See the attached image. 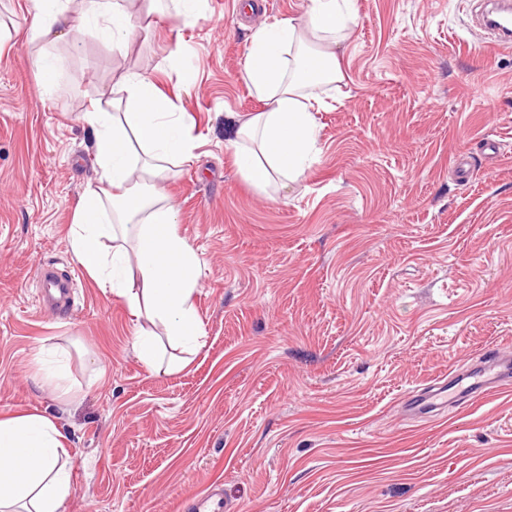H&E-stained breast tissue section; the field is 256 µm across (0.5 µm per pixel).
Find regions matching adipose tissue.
Wrapping results in <instances>:
<instances>
[{
	"label": "adipose tissue",
	"instance_id": "1",
	"mask_svg": "<svg viewBox=\"0 0 512 512\" xmlns=\"http://www.w3.org/2000/svg\"><path fill=\"white\" fill-rule=\"evenodd\" d=\"M143 0H30L29 40L42 82L58 85L52 46H78L96 26L123 52L141 19ZM357 22L352 0H307L301 15L256 27L242 78L263 102L233 126L239 172L258 192L299 184L317 150L315 114L322 88L339 81L336 48ZM112 109L82 115L96 172L78 199L70 231L73 256L99 287L124 299L132 317L160 325L180 357H163L157 336L139 332V359L157 373L181 371L202 345L194 303L202 261L181 233L179 209L164 186L195 157L198 138L185 112L152 76L127 69L112 88ZM71 449L54 418L40 412L0 414V512H63L71 494Z\"/></svg>",
	"mask_w": 512,
	"mask_h": 512
}]
</instances>
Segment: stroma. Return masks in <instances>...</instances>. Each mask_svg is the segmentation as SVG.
Here are the masks:
<instances>
[{
  "label": "stroma",
  "instance_id": "35a3bbf8",
  "mask_svg": "<svg viewBox=\"0 0 512 512\" xmlns=\"http://www.w3.org/2000/svg\"><path fill=\"white\" fill-rule=\"evenodd\" d=\"M26 2L0 0L15 28L0 41V414L59 423L64 512H186L210 486L230 512H512V392L431 420L403 408L449 369L512 350V48L483 45L470 0H353L319 152L275 200L224 138L231 113L261 107L242 80L249 32L306 0H254L244 16L240 0H207L195 27L164 19L125 57L86 30L54 47L56 90L33 65ZM132 66L201 137L166 186L203 283V345L172 374L140 362L132 341L150 322L70 247L95 177L80 115L110 108ZM44 264L76 280L67 316L36 306ZM48 337L75 396L37 372Z\"/></svg>",
  "mask_w": 512,
  "mask_h": 512
}]
</instances>
